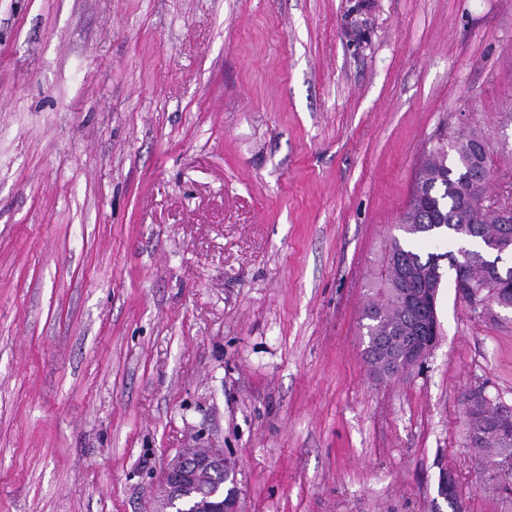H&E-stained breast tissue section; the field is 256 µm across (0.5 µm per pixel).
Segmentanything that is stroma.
Here are the masks:
<instances>
[{
	"mask_svg": "<svg viewBox=\"0 0 512 512\" xmlns=\"http://www.w3.org/2000/svg\"><path fill=\"white\" fill-rule=\"evenodd\" d=\"M512 172V0H0V512H155L197 442L241 512H512L472 394L512 310L444 268L379 377L361 313L439 134ZM467 422H468V432H467V444L470 448H473L475 451L482 452L487 450H492L497 457H499V460L496 462L495 468L493 469L492 473H489V475L486 477L485 481L489 484V487L492 488V490L502 499L506 500H512V430L510 431H501L500 438L502 442V446L507 448H511L510 454L506 450L507 454L505 457L508 458L509 455L511 457V463H510V469L508 472L502 473L500 471L496 472V466L500 464V462L503 460L500 458L502 456L501 454V448L499 447L496 440L491 436L487 438H481L479 437L478 431H480V427L474 421L473 419L469 418L467 412ZM472 435H475V437H472Z\"/></svg>",
	"mask_w": 512,
	"mask_h": 512,
	"instance_id": "1",
	"label": "stroma"
}]
</instances>
